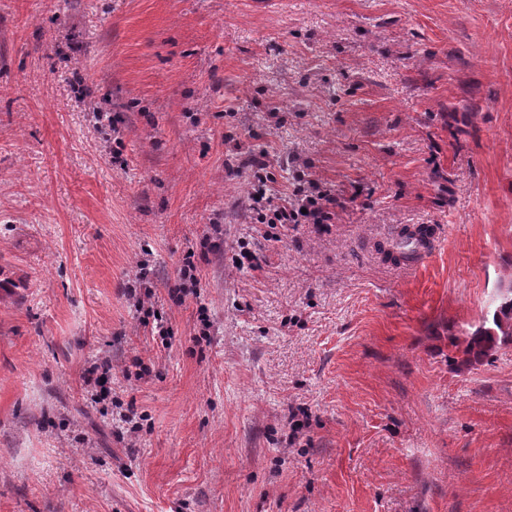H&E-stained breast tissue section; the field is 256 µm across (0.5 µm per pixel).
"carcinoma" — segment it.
Returning <instances> with one entry per match:
<instances>
[{
	"instance_id": "carcinoma-1",
	"label": "carcinoma",
	"mask_w": 512,
	"mask_h": 512,
	"mask_svg": "<svg viewBox=\"0 0 512 512\" xmlns=\"http://www.w3.org/2000/svg\"><path fill=\"white\" fill-rule=\"evenodd\" d=\"M416 233L404 228L397 242L384 251L387 258L399 259L396 249L407 248ZM464 339L449 338V344L461 353V363L473 365L490 359L497 349L512 342V286L505 287V293L487 299L485 311L479 321L463 333Z\"/></svg>"
}]
</instances>
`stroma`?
<instances>
[{"label": "stroma", "instance_id": "obj_1", "mask_svg": "<svg viewBox=\"0 0 512 512\" xmlns=\"http://www.w3.org/2000/svg\"><path fill=\"white\" fill-rule=\"evenodd\" d=\"M263 149L361 193L254 223ZM509 281L512 0H0V512H512V343L448 344ZM180 284L178 285V293L182 296L188 294L197 295V287L199 285V274L191 257L184 258L183 265L179 271ZM112 371V360L107 356L101 357L99 363H94L85 370L83 382L85 389L92 399H100L105 396L104 383Z\"/></svg>", "mask_w": 512, "mask_h": 512}]
</instances>
